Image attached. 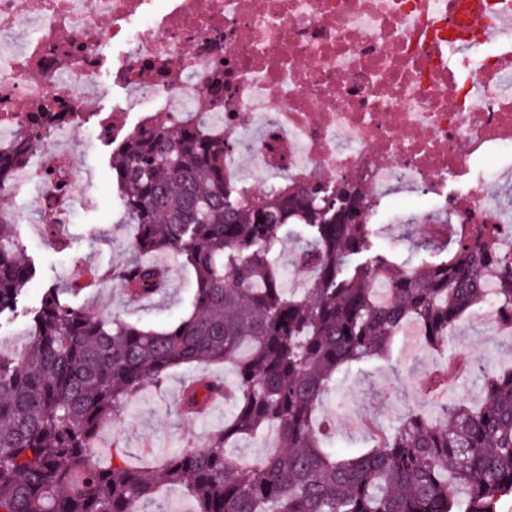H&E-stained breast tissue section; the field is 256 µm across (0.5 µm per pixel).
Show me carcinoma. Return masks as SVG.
<instances>
[{
	"mask_svg": "<svg viewBox=\"0 0 512 512\" xmlns=\"http://www.w3.org/2000/svg\"><path fill=\"white\" fill-rule=\"evenodd\" d=\"M49 132L47 122L0 155V179ZM112 175L135 247L193 269L189 310L157 330L64 298L84 284L45 290L29 348L0 350V512H141L171 487L190 493L195 512H500L512 495V367L487 377L480 404L447 406L438 420L411 411L354 453L327 447L315 416L338 369L388 356L406 322L442 344L486 303L489 276L494 307L512 315V257L497 250L495 226L429 237L447 258L428 267L382 255L356 263L373 234L358 184H283L256 197L224 178V137L165 117L125 137ZM294 226L311 276L287 293L278 247ZM22 251L0 215V316L16 310L34 274ZM114 276L135 303L163 287L167 270L133 262ZM222 362L233 381L192 377L179 407L195 416L222 393L232 405L224 429L145 471L120 448L108 464L95 461L100 427L142 387ZM269 427L280 449L248 468L228 461L233 443Z\"/></svg>",
	"mask_w": 512,
	"mask_h": 512,
	"instance_id": "1",
	"label": "carcinoma"
}]
</instances>
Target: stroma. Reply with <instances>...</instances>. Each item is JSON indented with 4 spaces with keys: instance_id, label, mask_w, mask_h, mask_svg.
Here are the masks:
<instances>
[{
    "instance_id": "stroma-1",
    "label": "stroma",
    "mask_w": 512,
    "mask_h": 512,
    "mask_svg": "<svg viewBox=\"0 0 512 512\" xmlns=\"http://www.w3.org/2000/svg\"><path fill=\"white\" fill-rule=\"evenodd\" d=\"M100 115L124 111L125 123L111 138L84 145L72 162L83 171L79 202L71 223L57 227L44 224L36 195L10 199L18 214L14 231L24 248L23 257L36 270L33 281L18 302L15 313L0 317V349L23 350L29 341L33 310L44 290L68 288L88 279L93 272L104 275L72 301L90 315L119 314L131 322L153 328L170 323L188 308L194 286L192 270L164 252L140 255L133 247L136 229L124 223L112 178V154L139 120L140 110L126 90L104 81L100 93ZM434 199L406 191L383 204L371 245L388 254L397 264L426 267L445 255L426 245V233L411 219L434 207ZM140 259L167 267L169 281L148 303H128L116 279L107 270ZM512 366V330H493L480 318H465L455 329L447 350L428 344L408 350L404 337H395L387 358L343 367L336 375L319 415L332 427L331 443L339 452L368 447L373 438L389 431L409 410L429 416L441 414L443 403H456L482 395V374L490 368ZM187 370L172 371L162 388L145 386L123 413L99 431L101 446L119 444L134 465L147 466L166 458L178 448L197 447L224 427L230 408L212 405L206 416L186 417L179 413ZM447 374L448 390L443 400L425 396L424 381Z\"/></svg>"
}]
</instances>
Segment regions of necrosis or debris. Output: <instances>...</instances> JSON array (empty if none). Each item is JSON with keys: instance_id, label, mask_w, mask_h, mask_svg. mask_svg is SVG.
I'll list each match as a JSON object with an SVG mask.
<instances>
[{"instance_id": "4bbe7bcc", "label": "necrosis or debris", "mask_w": 512, "mask_h": 512, "mask_svg": "<svg viewBox=\"0 0 512 512\" xmlns=\"http://www.w3.org/2000/svg\"><path fill=\"white\" fill-rule=\"evenodd\" d=\"M465 16L466 0H0V153L56 115L0 194L71 221L72 151L122 120L85 123L108 75L143 118L211 113L228 177L246 153L270 190L356 180L377 206L419 188L456 226L497 225L512 256V177L474 170L512 161V50L457 53Z\"/></svg>"}]
</instances>
